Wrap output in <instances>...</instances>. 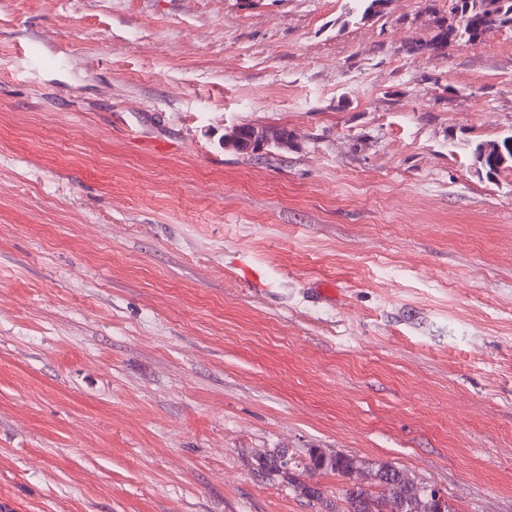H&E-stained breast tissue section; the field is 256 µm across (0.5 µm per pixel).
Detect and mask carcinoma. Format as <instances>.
Returning <instances> with one entry per match:
<instances>
[{"mask_svg":"<svg viewBox=\"0 0 512 512\" xmlns=\"http://www.w3.org/2000/svg\"><path fill=\"white\" fill-rule=\"evenodd\" d=\"M451 12L466 16L468 23L457 28L441 24L435 36L414 45L410 52H438L450 38L473 42L491 29L512 30V0H451ZM509 142L512 143V134L505 136L499 143L476 145L472 152L474 165L488 176L512 167V149L507 146ZM309 460L311 468L343 477L352 468L363 464V461L354 456L338 454L326 457L315 450L309 453ZM262 470L267 478H278L307 498H321L319 489L299 481V463L285 467L280 452L266 456ZM375 472L379 473V478L368 488L348 489L343 492L344 506L339 512H396L398 509L401 512H436V507L420 488L398 484L401 472L396 466L381 463Z\"/></svg>","mask_w":512,"mask_h":512,"instance_id":"obj_1","label":"carcinoma"}]
</instances>
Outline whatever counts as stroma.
Wrapping results in <instances>:
<instances>
[{
  "label": "stroma",
  "instance_id": "stroma-1",
  "mask_svg": "<svg viewBox=\"0 0 512 512\" xmlns=\"http://www.w3.org/2000/svg\"><path fill=\"white\" fill-rule=\"evenodd\" d=\"M441 21L0 0V512H331L313 448L512 512V31ZM290 141L291 134L281 127L241 124L234 126L227 133L224 137V146L240 152L258 154L271 144L288 148ZM508 142L512 143V134L505 136L500 143L477 144L472 152L474 165L489 177L512 167V149L507 146ZM283 454L285 453L277 452L276 454L268 455L264 458L262 470L267 479H281L283 482L294 487L301 495L307 498L320 499L322 493L318 488L309 487L299 481L298 470L300 468L298 466L300 463L294 461L292 467L289 466L286 468L283 462Z\"/></svg>",
  "mask_w": 512,
  "mask_h": 512
}]
</instances>
